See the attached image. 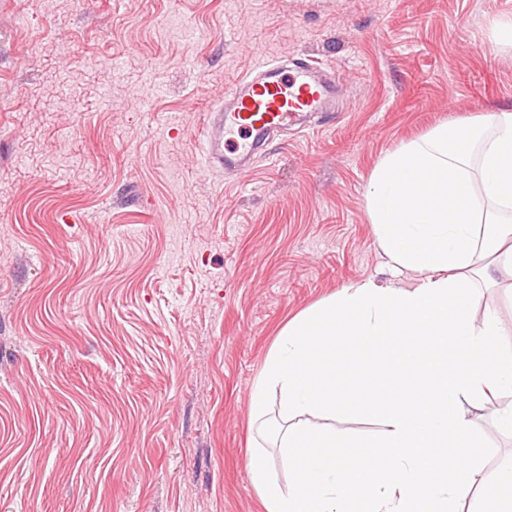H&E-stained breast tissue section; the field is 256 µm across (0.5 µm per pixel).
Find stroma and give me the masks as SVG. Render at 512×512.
<instances>
[{"instance_id":"35a3bbf8","label":"stroma","mask_w":512,"mask_h":512,"mask_svg":"<svg viewBox=\"0 0 512 512\" xmlns=\"http://www.w3.org/2000/svg\"><path fill=\"white\" fill-rule=\"evenodd\" d=\"M512 0H0V512H265L250 393L285 322L385 283L364 186L512 106ZM340 110L216 178L204 111L262 60ZM75 216L63 223L62 215ZM486 473L512 462L493 408ZM488 27L497 43L512 48V17L492 15L488 19Z\"/></svg>"}]
</instances>
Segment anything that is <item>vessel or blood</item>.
I'll return each mask as SVG.
<instances>
[{
	"label": "vessel or blood",
	"mask_w": 512,
	"mask_h": 512,
	"mask_svg": "<svg viewBox=\"0 0 512 512\" xmlns=\"http://www.w3.org/2000/svg\"><path fill=\"white\" fill-rule=\"evenodd\" d=\"M335 109L336 81L328 71L303 60L258 63L204 113L203 160L220 175L247 171L280 132Z\"/></svg>",
	"instance_id": "1"
}]
</instances>
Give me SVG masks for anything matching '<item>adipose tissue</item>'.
<instances>
[{"label":"adipose tissue","instance_id":"ef3b65f1","mask_svg":"<svg viewBox=\"0 0 512 512\" xmlns=\"http://www.w3.org/2000/svg\"><path fill=\"white\" fill-rule=\"evenodd\" d=\"M364 200L388 266L415 282H352L282 326L250 394L251 485L265 512H512V464L486 474L471 416L512 395L505 321L471 280L512 274V107L386 153ZM347 414L380 429L328 426ZM452 441L468 454L441 455ZM336 432L352 437H366L380 429V425L360 417L336 416Z\"/></svg>","mask_w":512,"mask_h":512}]
</instances>
